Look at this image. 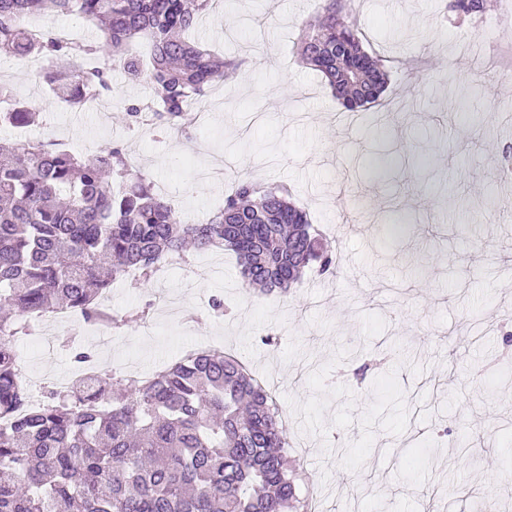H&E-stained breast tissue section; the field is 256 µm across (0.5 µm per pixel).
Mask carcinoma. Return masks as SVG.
Instances as JSON below:
<instances>
[{"label":"carcinoma","instance_id":"obj_1","mask_svg":"<svg viewBox=\"0 0 512 512\" xmlns=\"http://www.w3.org/2000/svg\"><path fill=\"white\" fill-rule=\"evenodd\" d=\"M217 0H0V55L46 57L39 78L61 101L79 105L112 91L110 65L123 64L151 96L125 109L156 128L185 131L190 102L235 77L238 62L189 38ZM465 19L484 0H449ZM37 14L74 15L102 40L65 42L26 24ZM300 55L326 78L343 109L379 105L386 60L364 50L358 25L324 0ZM0 122L22 125L36 112L0 83ZM130 165L117 144L90 156L54 143L0 142V305L23 314L66 308L86 323L129 321L100 297L134 270L213 249L232 251L249 291L286 294L308 272L337 273L336 253L283 187L239 177L224 208L184 224L175 207ZM21 318L0 317V512H311L288 470L281 410L250 370L222 352H201L124 383L112 370L78 376L27 406L15 343Z\"/></svg>","mask_w":512,"mask_h":512}]
</instances>
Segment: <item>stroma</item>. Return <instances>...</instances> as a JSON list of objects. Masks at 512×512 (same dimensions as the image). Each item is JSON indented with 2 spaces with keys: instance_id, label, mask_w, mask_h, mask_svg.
<instances>
[{
  "instance_id": "1",
  "label": "stroma",
  "mask_w": 512,
  "mask_h": 512,
  "mask_svg": "<svg viewBox=\"0 0 512 512\" xmlns=\"http://www.w3.org/2000/svg\"><path fill=\"white\" fill-rule=\"evenodd\" d=\"M490 0L486 36L446 0H349L364 48L393 57L383 103L341 108L298 55L318 0H226L194 35L241 63L194 107L183 135L127 124L146 85L111 70L109 106L46 99L30 60L0 57V80L40 114L0 124V140L52 137L85 155L118 142L132 174L165 183L182 220L224 204L235 173L287 185L332 245L337 276L310 274L288 294L244 293L231 252L189 280L113 283L112 308L149 307L113 330L104 367L151 374L199 342L223 345L275 377L299 491L319 512H512V198L498 166L512 125V25ZM228 312L215 317L212 296ZM277 341L269 345L266 334Z\"/></svg>"
}]
</instances>
